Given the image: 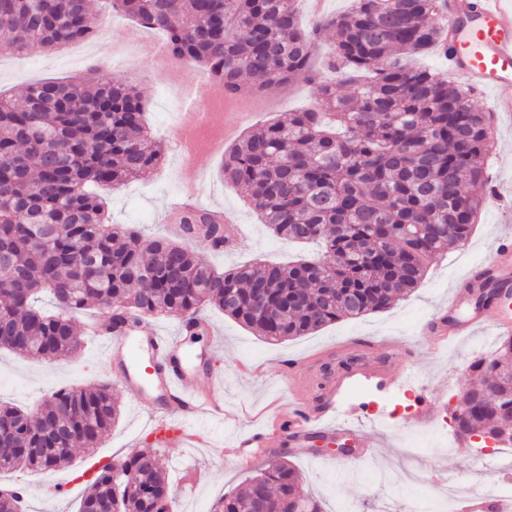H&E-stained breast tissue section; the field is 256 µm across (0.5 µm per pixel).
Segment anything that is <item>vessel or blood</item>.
Here are the masks:
<instances>
[{"instance_id": "b4317fda", "label": "vessel or blood", "mask_w": 512, "mask_h": 512, "mask_svg": "<svg viewBox=\"0 0 512 512\" xmlns=\"http://www.w3.org/2000/svg\"><path fill=\"white\" fill-rule=\"evenodd\" d=\"M447 41L443 56L452 74H464L470 84L493 94L495 101L512 97V0H445L442 11ZM512 239H502L490 256L473 265L448 294L449 308L486 289L499 291L491 304H476L465 317L433 316L426 325L432 348L461 336L492 327L496 335H512ZM106 358L112 361L120 383L134 393L152 419L155 430L171 440L186 442L185 426L201 415L224 416V392L215 382L206 359L185 344L183 334L167 336L150 322L125 319L103 338ZM288 386L295 400L282 408L269 428L242 433L224 448L226 456L247 465L271 438L298 447L312 436L327 432L336 412V393L344 377L313 374L289 366ZM318 388L314 406L302 409L311 388Z\"/></svg>"}]
</instances>
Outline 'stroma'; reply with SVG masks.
Masks as SVG:
<instances>
[{
    "instance_id": "stroma-1",
    "label": "stroma",
    "mask_w": 512,
    "mask_h": 512,
    "mask_svg": "<svg viewBox=\"0 0 512 512\" xmlns=\"http://www.w3.org/2000/svg\"><path fill=\"white\" fill-rule=\"evenodd\" d=\"M130 20H108L98 23L93 40L66 45L54 52L32 46L20 53H0V92L22 96L34 83L68 77L81 83L93 81L95 75H110L135 85L145 100L146 123L155 137L164 142L166 155L162 164L147 175L124 185L103 190L108 216L114 224H135L148 228L158 236L168 233L167 215L172 206L184 203L185 182L196 179L194 164L181 161L175 150L174 122L166 109L168 90L162 74L150 69L146 52L162 43L158 31H150L141 45H130L127 33ZM108 43L107 54L94 53V46ZM315 90L313 85L298 81L263 93L261 108L247 115L225 112L224 125L235 128L237 137H244L255 128L283 118L285 113L310 108ZM480 107L494 104L492 95H476ZM497 105V104H494ZM499 124L492 136L497 142L496 155L488 165L498 175L501 192L512 198V101L497 105ZM223 155H216L206 174L207 191L199 198L201 206L232 210L239 217L241 234L235 245L215 252L202 243H194L197 261L225 271L252 262L285 265L310 260L319 255L314 244H287L273 236L252 211L241 190L228 187L222 176ZM470 195L484 198L486 184L469 187ZM512 236V207L486 202L481 209L468 242L449 246L442 256L430 263L419 286L393 307L356 319H345L315 333L287 341H271L255 335L234 319L213 307L201 311L211 326L208 335L192 342L193 351L204 354L217 380L224 386V408L235 418L221 422L208 417L195 421L194 442L185 448L165 444L162 437L144 435V415L135 396L120 383L112 372V364L103 353L98 340L89 336L81 352L74 358L43 363L31 357L0 350V401L33 410L48 394L59 387H84L108 382L120 404V416L107 436L92 451L93 456L115 460L143 448H155L161 453L169 477L175 508L186 507L190 512H211L215 502L225 493L242 490L255 468L242 469L224 454V445L240 433L262 425L277 407L287 403L291 395L282 374L289 360L306 358L325 351L334 352L329 365H316L315 373L325 367H339L344 347L353 341L373 343L392 340L388 355H375L369 363L377 376H356L336 397L337 432L329 441L356 443L365 435L378 443L381 455L350 458L333 453H318L311 446L292 448L275 445L272 457H281L298 471L299 483L305 493L324 503L332 512L336 499H343L353 512H398L406 503L426 498L427 489L409 484L394 490L376 482L358 481L341 485L337 467L347 472L384 467L388 454L406 451L410 438L423 440L419 464L438 477L454 483L462 501L478 499L479 487L487 472L474 468L477 451L469 449L447 458L440 440L429 438L432 424L448 425L449 410L456 395L467 387L471 377L468 363L477 348L491 340V333L461 338L440 352L427 346L421 330L431 317L447 309L448 293L470 265L490 252L495 241ZM412 372L422 379L421 388L400 395L399 384L382 382L381 374ZM398 408L401 415L391 429L379 427L373 421L375 413ZM55 472H6L0 480L12 486L30 480L33 493L27 499L26 512H76L79 494L56 500L46 490L52 486Z\"/></svg>"
}]
</instances>
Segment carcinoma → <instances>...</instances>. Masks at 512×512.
Returning <instances> with one entry per match:
<instances>
[{"instance_id": "carcinoma-1", "label": "carcinoma", "mask_w": 512, "mask_h": 512, "mask_svg": "<svg viewBox=\"0 0 512 512\" xmlns=\"http://www.w3.org/2000/svg\"><path fill=\"white\" fill-rule=\"evenodd\" d=\"M120 14L162 31L167 51L201 67L240 96L270 85L315 86L311 108L290 112L236 143L224 182L246 192L279 239L323 242L321 257L296 265H241L220 272L194 260L201 228L224 246L225 225L194 206L180 241L108 223L96 189L157 168L164 147L144 122L134 86L105 76L91 90L73 81L0 96V350L38 361L66 360L82 347L75 320L103 308L145 318H194L210 303L266 339L306 336L341 319L390 308L416 288L429 263L465 243L482 201L466 187L484 181L492 147L487 113L471 89L440 72L398 63L441 42L437 0H354L343 14L301 25L297 0H0V50H55L95 36ZM334 35L330 62L344 81L368 73L347 96L320 78L312 58ZM52 296L55 309L39 306ZM469 370L487 397L469 401L464 432H512V337ZM120 415L106 384L53 390L35 414L0 404V472L45 471L97 447ZM295 467L272 459L214 512H326L299 489ZM159 458L150 449L100 469L78 512H172ZM0 512H20L0 489Z\"/></svg>"}]
</instances>
